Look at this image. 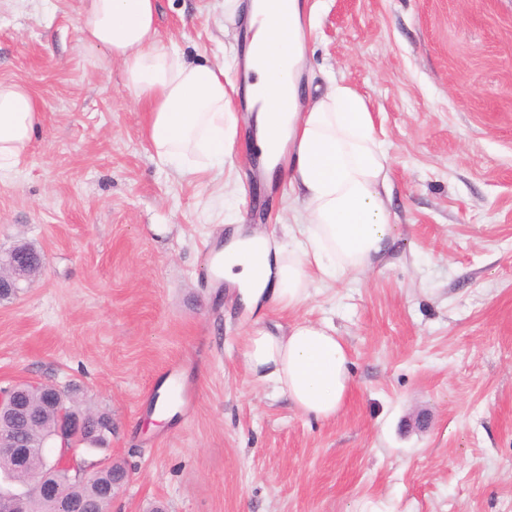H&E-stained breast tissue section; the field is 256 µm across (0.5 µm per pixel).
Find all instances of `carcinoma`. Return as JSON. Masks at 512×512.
I'll list each match as a JSON object with an SVG mask.
<instances>
[{
    "mask_svg": "<svg viewBox=\"0 0 512 512\" xmlns=\"http://www.w3.org/2000/svg\"><path fill=\"white\" fill-rule=\"evenodd\" d=\"M62 402L59 405L48 403L43 395H26L31 417L22 427L19 436L22 441L30 444L32 451L24 462V469L18 479L34 485L49 469L46 457V449L42 443L47 435L57 425L61 414L77 415L86 420L89 430H94L102 422L109 420L103 413L91 411H79L70 405L69 395L60 393ZM125 470L116 465L105 471H98L90 476H81L71 473L69 469H60L53 473V477L64 488L66 497L77 504L82 505L83 512H98L103 501V494L107 488L117 479H124Z\"/></svg>",
    "mask_w": 512,
    "mask_h": 512,
    "instance_id": "obj_1",
    "label": "carcinoma"
}]
</instances>
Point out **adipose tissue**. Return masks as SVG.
Segmentation results:
<instances>
[{
  "mask_svg": "<svg viewBox=\"0 0 512 512\" xmlns=\"http://www.w3.org/2000/svg\"><path fill=\"white\" fill-rule=\"evenodd\" d=\"M245 66L250 142L268 171L287 158L299 220L288 243L263 231H228L213 264L251 311L293 310L314 284L368 268L393 243L386 206L387 156L365 100L335 82L318 96L304 80L303 0H250ZM157 0H82L79 33L89 59L120 61L125 85L148 114L157 160L179 172L220 166L236 135L237 108L224 69L187 60L157 39ZM40 119L26 84L0 82V169L18 166ZM249 373L271 383L303 415L341 412L351 385L347 344L329 323L303 321L287 332L245 338Z\"/></svg>",
  "mask_w": 512,
  "mask_h": 512,
  "instance_id": "ef3b65f1",
  "label": "adipose tissue"
}]
</instances>
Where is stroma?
<instances>
[{
  "mask_svg": "<svg viewBox=\"0 0 512 512\" xmlns=\"http://www.w3.org/2000/svg\"><path fill=\"white\" fill-rule=\"evenodd\" d=\"M313 94L367 103L388 156L393 250L292 312L251 313L207 276L237 225L288 241L292 193L240 123L223 169L157 165L120 62L85 60L80 0H0V82L41 121L0 170V252L43 269L0 301V388L35 381L104 413L74 462L127 480L112 512H512V0H305ZM162 45L220 64L244 107L224 0H158ZM328 322L353 383L336 418L297 411L243 363L255 328ZM171 423H152L162 383Z\"/></svg>",
  "mask_w": 512,
  "mask_h": 512,
  "instance_id": "35a3bbf8",
  "label": "stroma"
}]
</instances>
